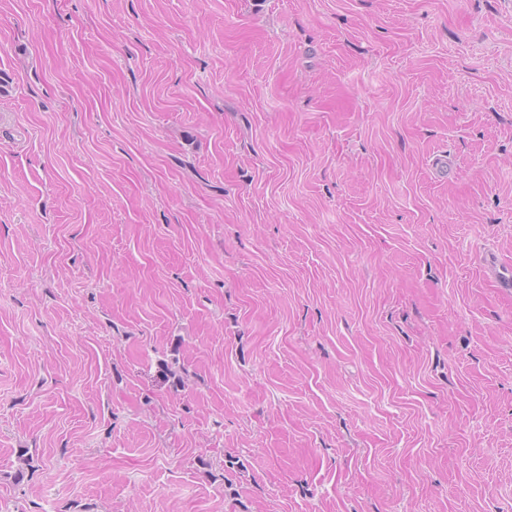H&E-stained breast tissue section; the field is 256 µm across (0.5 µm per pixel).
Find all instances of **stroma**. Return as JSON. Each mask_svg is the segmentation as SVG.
<instances>
[{"label":"stroma","instance_id":"1","mask_svg":"<svg viewBox=\"0 0 512 512\" xmlns=\"http://www.w3.org/2000/svg\"><path fill=\"white\" fill-rule=\"evenodd\" d=\"M487 251L512 0H0V512H512Z\"/></svg>","mask_w":512,"mask_h":512}]
</instances>
